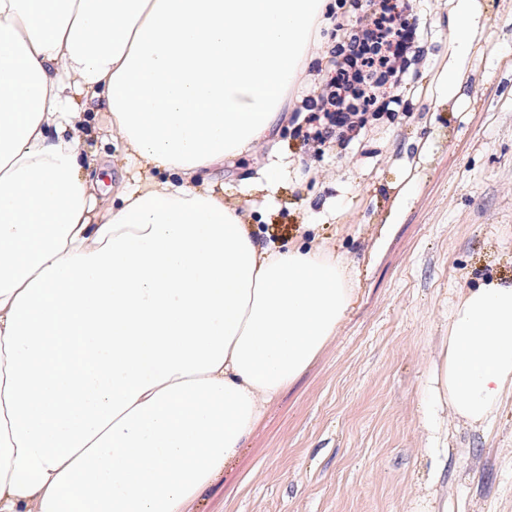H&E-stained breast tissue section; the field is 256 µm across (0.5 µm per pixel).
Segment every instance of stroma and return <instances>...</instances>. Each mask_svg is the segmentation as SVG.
Instances as JSON below:
<instances>
[{"label":"stroma","mask_w":512,"mask_h":512,"mask_svg":"<svg viewBox=\"0 0 512 512\" xmlns=\"http://www.w3.org/2000/svg\"><path fill=\"white\" fill-rule=\"evenodd\" d=\"M480 2L464 105L443 85L451 4L420 0L423 58L395 118L341 152L286 120L210 171L261 245L346 259L354 298L190 512H512V397L484 430L428 400L460 293L512 282V0ZM80 148L104 186L133 180L115 142Z\"/></svg>","instance_id":"35a3bbf8"}]
</instances>
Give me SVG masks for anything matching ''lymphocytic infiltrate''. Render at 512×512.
<instances>
[{"label": "lymphocytic infiltrate", "mask_w": 512, "mask_h": 512, "mask_svg": "<svg viewBox=\"0 0 512 512\" xmlns=\"http://www.w3.org/2000/svg\"><path fill=\"white\" fill-rule=\"evenodd\" d=\"M349 2L335 24L330 67L303 100L305 141L342 149L364 135L370 118L399 104L419 57L422 26L416 0Z\"/></svg>", "instance_id": "1"}]
</instances>
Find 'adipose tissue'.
Returning <instances> with one entry per match:
<instances>
[{
  "label": "adipose tissue",
  "mask_w": 512,
  "mask_h": 512,
  "mask_svg": "<svg viewBox=\"0 0 512 512\" xmlns=\"http://www.w3.org/2000/svg\"><path fill=\"white\" fill-rule=\"evenodd\" d=\"M466 101L478 0H451ZM327 0H0V512H187L352 304L203 175L268 141ZM145 176L104 196L87 109ZM171 172L157 181L153 170ZM457 420L512 392V283L463 291L431 367Z\"/></svg>",
  "instance_id": "obj_1"
}]
</instances>
